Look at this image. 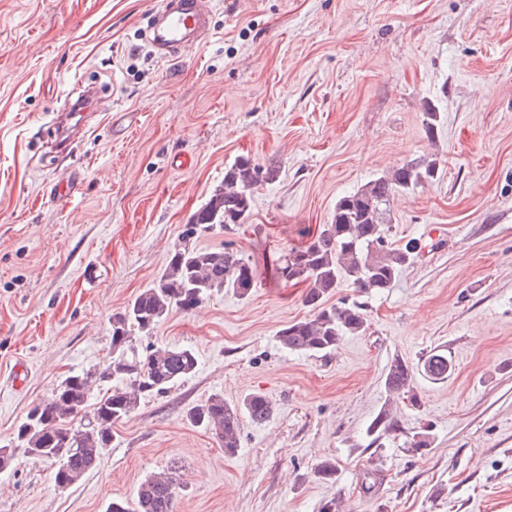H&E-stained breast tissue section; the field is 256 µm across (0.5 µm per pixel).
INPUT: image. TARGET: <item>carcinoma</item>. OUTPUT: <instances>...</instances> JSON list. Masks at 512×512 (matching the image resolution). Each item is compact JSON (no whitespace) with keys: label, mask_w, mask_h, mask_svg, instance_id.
Listing matches in <instances>:
<instances>
[{"label":"carcinoma","mask_w":512,"mask_h":512,"mask_svg":"<svg viewBox=\"0 0 512 512\" xmlns=\"http://www.w3.org/2000/svg\"><path fill=\"white\" fill-rule=\"evenodd\" d=\"M423 116L425 135L432 138L441 113L427 103ZM438 172L434 160H409L367 181L336 201L330 223L309 243L289 250L273 265L276 278L306 286L304 303L311 308L309 317L278 332L283 348L327 356L342 337L366 330L365 303L345 297L331 304L329 299L345 283L367 298L393 286L402 269L419 255L421 245L412 239L402 245L391 240V203L435 180ZM275 176V171L244 156L225 168L224 184L213 190L184 225L161 277L112 314L110 361L63 376L50 397L33 406L17 426L14 450L0 452V470L9 468L19 451L56 465L55 486L63 491L71 488L98 468L111 447L115 424L129 418L146 399L169 392L195 372L193 349L150 343L141 348L138 340L150 335L170 312L192 311L215 291L224 289L241 298L250 295L257 276L255 263L230 242L219 248H201L196 240L248 223L254 191ZM452 372L453 361L446 349L431 352L415 365L397 357L389 365L384 387L389 396L397 397L410 392L418 375L441 383ZM100 386L106 391L92 398L93 388ZM274 412L275 404L263 394H248L235 403L214 394L191 406L186 420L213 432L224 452L232 454L240 448L242 418L262 423ZM367 435L373 444L403 436L404 447L417 454L431 446L427 430L407 435L386 409L370 423ZM176 474L172 466L145 477L132 501L114 500L106 512H175L181 490Z\"/></svg>","instance_id":"cac0c4a2"}]
</instances>
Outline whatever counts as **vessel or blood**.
<instances>
[{
    "mask_svg": "<svg viewBox=\"0 0 512 512\" xmlns=\"http://www.w3.org/2000/svg\"><path fill=\"white\" fill-rule=\"evenodd\" d=\"M214 0H162L154 15L146 38L155 55L166 61L182 60L184 52L200 43L210 32L209 20ZM85 115L81 112H64L59 116L58 151H68L84 127ZM83 176L71 173L58 184L53 192L56 203L69 205L82 191Z\"/></svg>",
    "mask_w": 512,
    "mask_h": 512,
    "instance_id": "obj_1",
    "label": "vessel or blood"
}]
</instances>
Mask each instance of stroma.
I'll return each mask as SVG.
<instances>
[{
  "instance_id": "35a3bbf8",
  "label": "stroma",
  "mask_w": 512,
  "mask_h": 512,
  "mask_svg": "<svg viewBox=\"0 0 512 512\" xmlns=\"http://www.w3.org/2000/svg\"><path fill=\"white\" fill-rule=\"evenodd\" d=\"M160 0H0V446L60 377L104 365L109 320L163 273L184 224L247 156L276 171L233 242L258 269L247 298L213 292L171 312L157 344L195 350V372L116 424L99 467L66 492L49 464L0 470V512H105L176 464V512H512V0H217L178 77L144 40ZM99 91L70 155L50 159L52 114ZM444 114L435 137L424 102ZM136 125L112 140L109 118ZM436 159L432 184L395 199L397 243L422 256L368 303V328L320 358L277 333L310 313L272 263L329 223L337 199L392 167ZM80 171L59 206L52 187ZM447 348V381L389 401L384 377ZM26 361L23 387L11 371ZM277 406L243 419L225 454L185 418L214 394ZM390 409L429 428L425 454L370 446ZM335 460V481L318 462ZM371 491H364L363 483Z\"/></svg>"
}]
</instances>
